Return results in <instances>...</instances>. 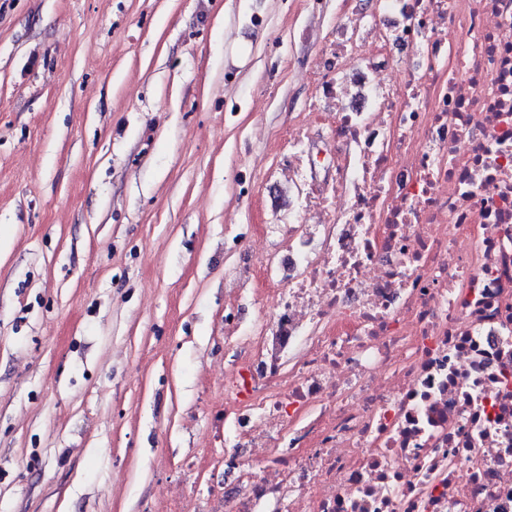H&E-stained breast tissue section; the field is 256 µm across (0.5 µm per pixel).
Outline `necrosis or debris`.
Here are the masks:
<instances>
[{"mask_svg": "<svg viewBox=\"0 0 512 512\" xmlns=\"http://www.w3.org/2000/svg\"><path fill=\"white\" fill-rule=\"evenodd\" d=\"M224 373V512H512V0L336 25ZM403 71L404 81L392 80Z\"/></svg>", "mask_w": 512, "mask_h": 512, "instance_id": "1", "label": "necrosis or debris"}]
</instances>
